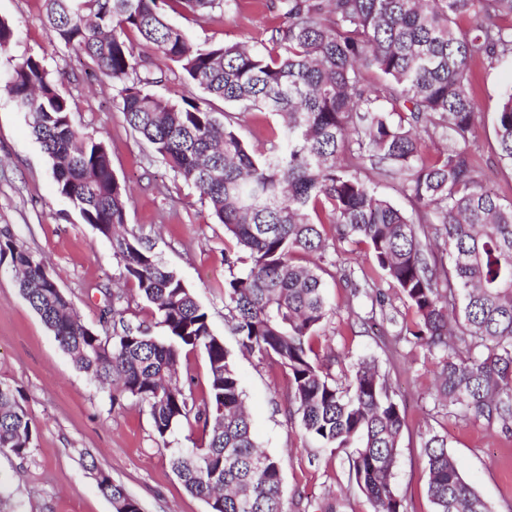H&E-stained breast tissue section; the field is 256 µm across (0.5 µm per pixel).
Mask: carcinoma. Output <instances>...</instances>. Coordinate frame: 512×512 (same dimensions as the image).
<instances>
[{"label": "carcinoma", "mask_w": 512, "mask_h": 512, "mask_svg": "<svg viewBox=\"0 0 512 512\" xmlns=\"http://www.w3.org/2000/svg\"><path fill=\"white\" fill-rule=\"evenodd\" d=\"M236 0H45L51 41L84 54L119 85L125 121L176 177L198 190L232 247L218 285L242 353L269 360L288 377L287 413L317 447L352 449L350 480L373 512H408L392 482L405 412L373 360L336 376V357L314 346L328 318L325 289L336 273L297 256L322 255L336 239L363 245L374 261L353 294L390 315L386 288L413 319L404 337L437 367L435 402L457 417L512 434V201L482 184L471 139L482 119L472 77L479 65L512 60V0H264L281 23L260 48L202 46L171 25L179 9L201 17ZM469 18L463 28L459 20ZM178 64L203 97L172 102L149 93L133 40ZM4 90L25 113L49 158L57 190L84 223L112 241L121 275L149 304L164 335L122 325L100 336L45 277L41 260L0 228V264L17 274L23 298L75 366L147 408L167 442L194 418L203 448L170 453L172 471L209 512H285L281 460L258 449L243 391L207 311L141 238L119 236L128 193L106 145L73 123L70 100L37 57L17 64ZM221 100L244 114L277 112L262 150L239 136ZM491 121L500 160L512 167V87ZM449 140L433 154L427 144ZM404 178L408 214L383 198L365 171ZM246 268L237 272L240 265ZM201 350L209 390L202 403L180 370ZM32 419L20 391L0 385V453L24 458ZM434 512H490L448 453V436L422 442ZM113 512H143L138 499L90 464Z\"/></svg>", "instance_id": "1"}]
</instances>
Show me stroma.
Here are the masks:
<instances>
[{"mask_svg":"<svg viewBox=\"0 0 512 512\" xmlns=\"http://www.w3.org/2000/svg\"><path fill=\"white\" fill-rule=\"evenodd\" d=\"M12 22L16 39L0 53V80L23 59L43 58L69 98L76 125L104 142L112 169L128 190L125 230L152 245L208 311L214 333L231 351L256 439L283 466L285 512H372L367 497L349 481L345 453L323 451L305 438L286 415L287 376L279 367L242 354L224 322V297L217 286L228 274L224 227L198 192L175 178L168 166L128 127L114 99L112 81L90 74L81 53L50 42L44 0H0V18ZM170 22L199 44L242 42L260 45L278 25L276 13L256 0L215 12L207 20L191 13L170 14ZM146 66L161 72L150 93L180 101L199 96L178 66L145 51ZM481 111H494L512 85V65L477 70ZM472 151L486 186L512 200V170L494 150L491 126L477 128ZM9 227L44 263L73 302L83 324L103 336L111 326L100 313L112 292L123 288V319L161 334L149 305L132 283L122 282L111 242L84 224L79 212L57 191L50 163L32 137L23 113L0 95V227ZM329 316L316 350L335 351L345 371L365 357L375 358L389 375L391 394L407 416L394 482L408 512H434L427 495L428 473L420 448L423 433L447 435L448 451L464 479L491 512H512V436L483 423L447 414L433 399L435 365L425 351L399 337L398 325L377 321L373 330L355 328L371 302L356 299L343 280L330 282ZM0 383L18 389L32 418L33 444L19 459L0 455V512H113L92 474L101 469L122 484L145 512H209L173 473L169 451L204 447L208 435L192 421L160 440L144 406L124 400L113 406L110 388L78 370L54 335L21 297L9 265H0Z\"/></svg>","mask_w":512,"mask_h":512,"instance_id":"stroma-1","label":"stroma"}]
</instances>
